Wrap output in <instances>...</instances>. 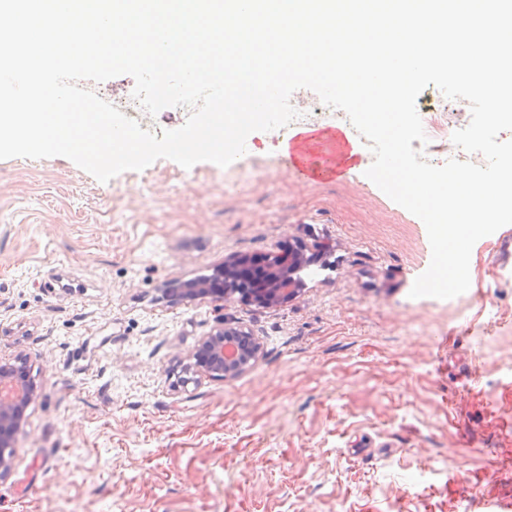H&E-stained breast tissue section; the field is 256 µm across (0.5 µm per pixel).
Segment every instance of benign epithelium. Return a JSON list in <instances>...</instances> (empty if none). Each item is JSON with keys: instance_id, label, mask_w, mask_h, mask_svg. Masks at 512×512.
Returning a JSON list of instances; mask_svg holds the SVG:
<instances>
[{"instance_id": "1", "label": "benign epithelium", "mask_w": 512, "mask_h": 512, "mask_svg": "<svg viewBox=\"0 0 512 512\" xmlns=\"http://www.w3.org/2000/svg\"><path fill=\"white\" fill-rule=\"evenodd\" d=\"M303 251L271 253L262 269L253 274L247 258L233 256L224 260V267L207 278L175 281L163 289V296L173 304L191 302L210 296L226 302L235 298L258 306L272 307L288 301L295 293V274L305 266ZM262 353V344L232 320L224 319L208 336L203 337L190 354L191 363L185 368L188 377L198 374L233 377L254 364ZM12 388L8 396H0V470L10 468L15 436L26 419V411L37 398V386L26 362L0 364V385Z\"/></svg>"}]
</instances>
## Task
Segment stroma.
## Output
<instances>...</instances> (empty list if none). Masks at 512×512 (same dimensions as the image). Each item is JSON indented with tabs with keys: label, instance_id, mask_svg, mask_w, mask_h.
<instances>
[{
	"label": "stroma",
	"instance_id": "1",
	"mask_svg": "<svg viewBox=\"0 0 512 512\" xmlns=\"http://www.w3.org/2000/svg\"><path fill=\"white\" fill-rule=\"evenodd\" d=\"M446 102H416L442 112L435 165L471 119ZM292 134L105 183L62 156L0 160V362L26 358L38 390L0 512H512V225L474 245L465 293L410 297L427 231L366 177V138L322 181ZM296 246L320 255L281 305L162 298ZM226 317L261 356L181 385Z\"/></svg>",
	"mask_w": 512,
	"mask_h": 512
}]
</instances>
